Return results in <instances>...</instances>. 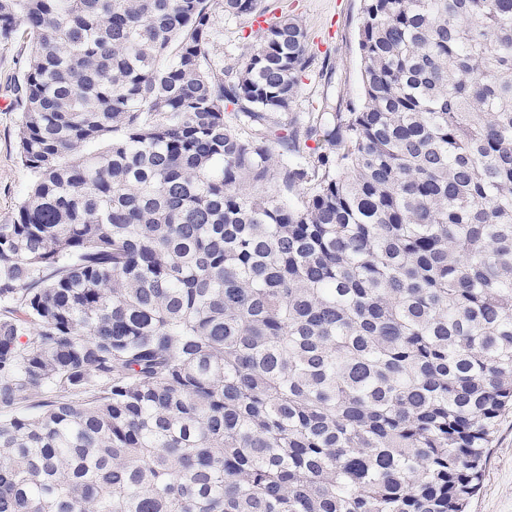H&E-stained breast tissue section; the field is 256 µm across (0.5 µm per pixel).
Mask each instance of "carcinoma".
<instances>
[{"label": "carcinoma", "mask_w": 512, "mask_h": 512, "mask_svg": "<svg viewBox=\"0 0 512 512\" xmlns=\"http://www.w3.org/2000/svg\"><path fill=\"white\" fill-rule=\"evenodd\" d=\"M258 8L0 0V512H467L512 405V0H363V95L302 136L299 20L214 59ZM218 33L214 39L217 45L215 52L219 57L224 56V67L233 66L244 58L248 48L257 43L262 35V29L267 24L257 27L252 18L236 17L234 15H219ZM28 60L23 40L0 43V224L11 222L31 181L17 153L21 84Z\"/></svg>", "instance_id": "1"}]
</instances>
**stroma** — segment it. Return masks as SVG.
<instances>
[{
	"label": "stroma",
	"mask_w": 512,
	"mask_h": 512,
	"mask_svg": "<svg viewBox=\"0 0 512 512\" xmlns=\"http://www.w3.org/2000/svg\"><path fill=\"white\" fill-rule=\"evenodd\" d=\"M363 0H261L274 18L288 13L304 24L315 62L303 76L297 97L282 121L288 128L307 125L324 98L359 99L362 93L358 26ZM262 31L253 19L221 16L215 37L225 65L241 62ZM29 49L23 40L0 43V224L10 223L25 198L31 175L17 153L21 84ZM469 512H512V409L499 418L482 486Z\"/></svg>",
	"instance_id": "35a3bbf8"
}]
</instances>
